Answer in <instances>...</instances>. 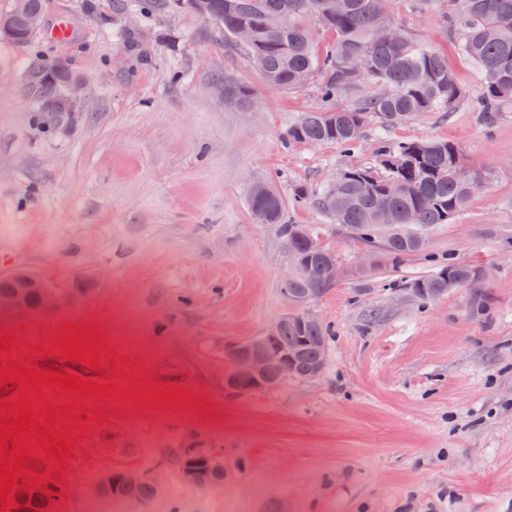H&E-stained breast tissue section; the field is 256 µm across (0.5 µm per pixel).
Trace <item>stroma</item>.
Here are the masks:
<instances>
[{"label": "stroma", "mask_w": 512, "mask_h": 512, "mask_svg": "<svg viewBox=\"0 0 512 512\" xmlns=\"http://www.w3.org/2000/svg\"><path fill=\"white\" fill-rule=\"evenodd\" d=\"M394 20L448 56L469 97L381 132L354 149L290 143L298 117L322 107L316 83L267 86L220 25L153 0H43L46 29L70 40L0 42V278L48 283L56 307L0 317L17 345L47 343L31 364L105 386L121 373L190 391L193 405L151 408L111 396L72 439L65 476L24 464L63 489L59 512H126L97 491L129 470L157 487L140 512H512V104L485 127L473 67L448 38L442 0ZM88 79L72 126L46 137L31 121L30 60ZM253 88L228 112L211 76ZM455 142L491 182L453 223L424 232L422 252L392 260L327 218L318 194L347 168L374 163L381 136ZM272 184L287 217L318 233L343 271L309 311L331 337L323 372L268 390H224V344L260 335L288 309V255L277 225L257 223L250 181ZM451 261L489 268L484 288L424 301L407 287ZM98 332L119 355L99 369L57 356L65 324ZM222 456L220 484L186 482L180 443Z\"/></svg>", "instance_id": "stroma-1"}]
</instances>
